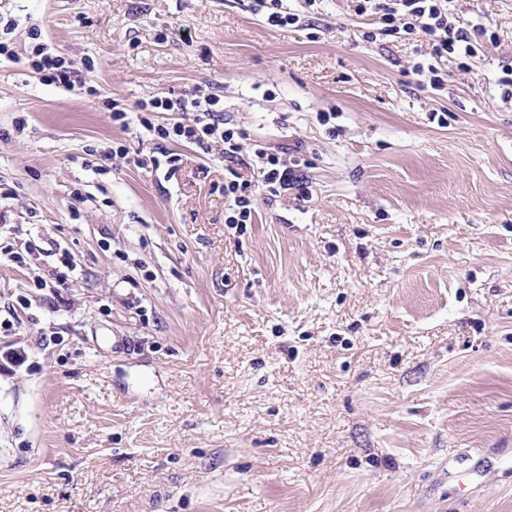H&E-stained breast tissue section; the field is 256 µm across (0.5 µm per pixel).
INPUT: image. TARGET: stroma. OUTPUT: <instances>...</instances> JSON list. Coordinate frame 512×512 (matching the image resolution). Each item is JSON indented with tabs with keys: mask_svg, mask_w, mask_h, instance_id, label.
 Here are the masks:
<instances>
[{
	"mask_svg": "<svg viewBox=\"0 0 512 512\" xmlns=\"http://www.w3.org/2000/svg\"><path fill=\"white\" fill-rule=\"evenodd\" d=\"M357 5L0 0L98 90L0 60V243L44 250L0 263V512H512V0H452L476 54L439 91ZM196 85L298 166L240 230L244 165L140 167L105 104ZM254 2L253 8L257 12L262 11V8L272 10L266 16V24L271 27H286L295 25L300 21L296 13L286 10L283 6V0H254ZM266 4H269V6Z\"/></svg>",
	"mask_w": 512,
	"mask_h": 512,
	"instance_id": "obj_1",
	"label": "stroma"
}]
</instances>
